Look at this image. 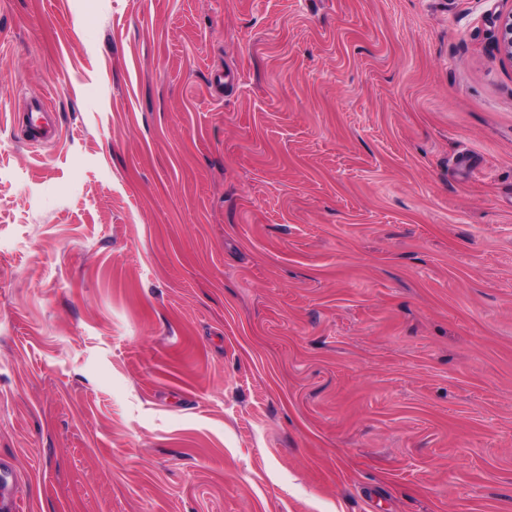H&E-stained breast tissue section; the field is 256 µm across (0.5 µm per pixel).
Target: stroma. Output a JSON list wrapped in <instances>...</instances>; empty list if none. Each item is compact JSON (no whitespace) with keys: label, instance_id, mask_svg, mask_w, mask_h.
I'll list each match as a JSON object with an SVG mask.
<instances>
[{"label":"stroma","instance_id":"stroma-1","mask_svg":"<svg viewBox=\"0 0 512 512\" xmlns=\"http://www.w3.org/2000/svg\"><path fill=\"white\" fill-rule=\"evenodd\" d=\"M511 9L0 0L22 512H512ZM497 22V48L504 58L512 63V9L506 13H499ZM46 103L43 100H37L30 112H28L26 125L27 136L32 142H41L48 138H56L57 132L48 123V114Z\"/></svg>","mask_w":512,"mask_h":512}]
</instances>
